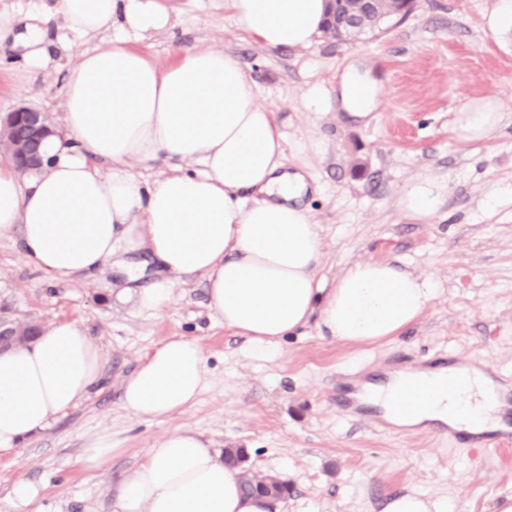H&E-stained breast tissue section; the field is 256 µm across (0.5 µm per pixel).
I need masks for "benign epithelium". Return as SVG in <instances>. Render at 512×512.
Returning a JSON list of instances; mask_svg holds the SVG:
<instances>
[{
	"instance_id": "1",
	"label": "benign epithelium",
	"mask_w": 512,
	"mask_h": 512,
	"mask_svg": "<svg viewBox=\"0 0 512 512\" xmlns=\"http://www.w3.org/2000/svg\"><path fill=\"white\" fill-rule=\"evenodd\" d=\"M51 133L48 113L18 105L0 114V149L11 159L17 171L26 174L40 169L44 163L41 146ZM19 322L0 314V350L19 342Z\"/></svg>"
}]
</instances>
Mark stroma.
Instances as JSON below:
<instances>
[{"label": "stroma", "mask_w": 512, "mask_h": 512, "mask_svg": "<svg viewBox=\"0 0 512 512\" xmlns=\"http://www.w3.org/2000/svg\"><path fill=\"white\" fill-rule=\"evenodd\" d=\"M171 28L136 42L158 64L174 47L232 55L275 112L289 171L310 185L303 199L321 240L319 272L337 277L350 263L398 261L431 275L430 307L399 335L376 344L327 336L317 324L287 337L264 358L212 318L202 275L182 278L160 313L118 292L149 287L153 272L129 280L107 266L89 278H50L22 253L18 235L0 238V304L19 320L81 323L104 356L101 381L87 397L0 457V512H14L19 482L39 494L28 512H114L121 472L166 435L189 427L213 448H244L252 471L287 482L273 512H380L408 489L448 495L455 512H496L512 497V444L478 458L448 449L430 431L344 418L332 403L338 387L384 380L386 372L426 366L452 353L485 362L491 375L512 373V34L489 16L498 0H415L402 20L356 43L316 36L299 49H268L244 31L225 0H162ZM54 69L31 77L0 49V112L26 104L62 127L63 84L82 51L104 35L76 37L54 23ZM357 61L380 83L374 112L361 120L337 111L336 72ZM328 100L316 109L310 90ZM493 98L504 120L488 139L461 140L455 126L470 101ZM424 174L448 186L437 216L404 217L398 199ZM171 336L194 340L207 362L192 406L161 419L129 417L122 383ZM108 431L118 448L87 471V443Z\"/></svg>", "instance_id": "35a3bbf8"}]
</instances>
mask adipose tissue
Wrapping results in <instances>:
<instances>
[{"label": "adipose tissue", "mask_w": 512, "mask_h": 512, "mask_svg": "<svg viewBox=\"0 0 512 512\" xmlns=\"http://www.w3.org/2000/svg\"><path fill=\"white\" fill-rule=\"evenodd\" d=\"M233 16L262 46L304 48L318 34L327 0H228ZM62 17L74 34L111 31L118 43L80 53L64 86L65 135L49 139V163L20 179L0 160V236L18 233L24 256L52 278L89 277L127 254L155 263L140 307L163 311L177 279L200 274L208 307L225 327L268 355L288 334L318 321L337 341L376 343L398 335L429 307L430 276L390 261L348 265L333 281L317 278L320 235L296 200L303 180L285 170L283 135L239 62L221 50L175 49L159 66L126 39L170 25L160 0H58L55 10L0 9V48L32 74L51 65L48 32ZM375 82L346 65L336 107L362 118ZM502 119L495 100L469 104L457 135L479 141ZM108 162L100 172L95 160ZM169 162L154 180L142 170ZM448 187L421 175L399 205L412 220L435 216ZM129 276L136 268L127 267ZM205 355L172 336L124 380L122 403L134 418H164L198 399ZM103 369L101 350L77 322L60 320L22 348L0 351V454L49 425L84 398ZM471 387L411 416L386 412L396 427L441 423L476 434L497 430L486 402L492 380L479 366ZM116 512H269V499L245 494L240 470L190 428L179 429L123 471Z\"/></svg>", "instance_id": "ef3b65f1"}]
</instances>
